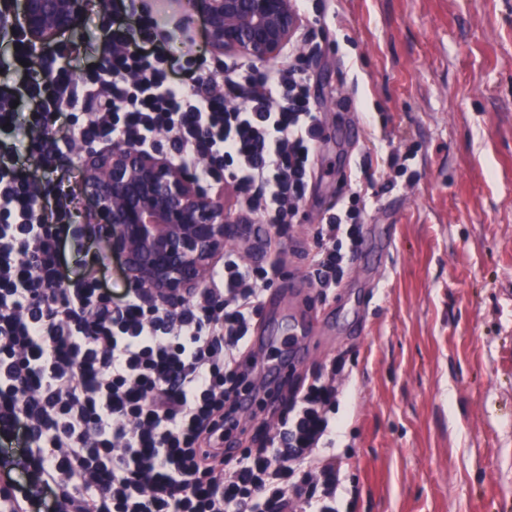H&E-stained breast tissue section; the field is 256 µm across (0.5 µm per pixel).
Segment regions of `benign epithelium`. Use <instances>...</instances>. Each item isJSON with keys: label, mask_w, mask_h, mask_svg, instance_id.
Masks as SVG:
<instances>
[{"label": "benign epithelium", "mask_w": 512, "mask_h": 512, "mask_svg": "<svg viewBox=\"0 0 512 512\" xmlns=\"http://www.w3.org/2000/svg\"><path fill=\"white\" fill-rule=\"evenodd\" d=\"M214 59L273 62L298 42L295 0H189ZM89 0H16L14 24L41 56L76 29ZM82 191L129 287L177 312L250 223L167 152L99 142L79 150Z\"/></svg>", "instance_id": "1"}]
</instances>
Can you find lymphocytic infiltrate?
I'll use <instances>...</instances> for the list:
<instances>
[{"label": "lymphocytic infiltrate", "instance_id": "1", "mask_svg": "<svg viewBox=\"0 0 512 512\" xmlns=\"http://www.w3.org/2000/svg\"><path fill=\"white\" fill-rule=\"evenodd\" d=\"M151 27L113 15L79 83L71 42L41 77L25 37L12 40L18 79L0 82V439L25 446L0 468V512H333L338 474L314 451L335 429V386L292 393L274 432L224 458L257 366L249 335L267 268L225 252L177 313L95 277L65 284L75 197L47 177L75 144L103 138L153 151L167 137L199 179L223 172L276 256L287 252L321 137L307 67L232 61L177 78ZM368 200L339 198L313 230L305 257L322 296L361 248Z\"/></svg>", "mask_w": 512, "mask_h": 512}]
</instances>
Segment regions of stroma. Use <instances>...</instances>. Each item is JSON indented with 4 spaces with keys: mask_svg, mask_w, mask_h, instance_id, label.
I'll return each instance as SVG.
<instances>
[{
    "mask_svg": "<svg viewBox=\"0 0 512 512\" xmlns=\"http://www.w3.org/2000/svg\"><path fill=\"white\" fill-rule=\"evenodd\" d=\"M131 9L154 16L177 70L215 72L199 18L174 0H90L69 38ZM302 18L319 45L323 133L258 319L279 341L258 363L280 356L287 318L328 313L278 382L294 390L344 365L336 432L318 451L340 468L338 512H512V0H306ZM348 157L375 192L363 268L324 299L303 251L350 192L336 176ZM101 222L82 203L72 268L93 264Z\"/></svg>",
    "mask_w": 512,
    "mask_h": 512,
    "instance_id": "1",
    "label": "stroma"
}]
</instances>
